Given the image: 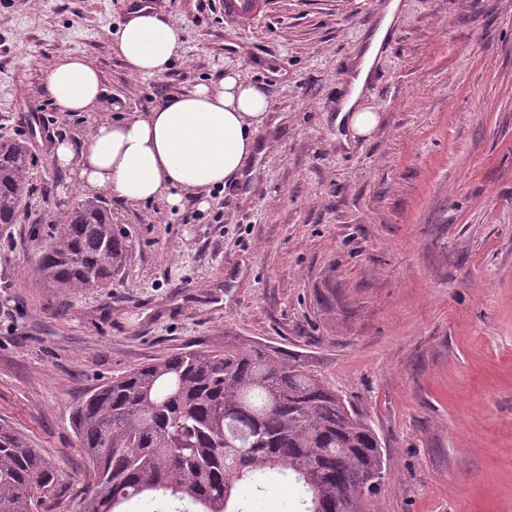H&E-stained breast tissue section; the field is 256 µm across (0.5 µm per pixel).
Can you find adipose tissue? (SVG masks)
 <instances>
[{"label":"adipose tissue","instance_id":"1","mask_svg":"<svg viewBox=\"0 0 512 512\" xmlns=\"http://www.w3.org/2000/svg\"><path fill=\"white\" fill-rule=\"evenodd\" d=\"M399 8L400 0H390L336 95V121L353 136H369L378 125L377 114L363 104V92ZM114 43L132 74L160 77L178 56L182 31L161 6L133 5ZM47 90L63 111L83 113L98 110L105 93L98 70L71 55L50 70ZM270 107L260 87L232 70L150 111L97 120L81 143L53 145L51 158L74 176L83 194L123 203L162 202L173 210L194 198L204 209L213 190L257 181L247 161L271 140Z\"/></svg>","mask_w":512,"mask_h":512}]
</instances>
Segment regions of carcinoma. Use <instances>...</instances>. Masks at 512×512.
<instances>
[{
  "instance_id": "carcinoma-1",
  "label": "carcinoma",
  "mask_w": 512,
  "mask_h": 512,
  "mask_svg": "<svg viewBox=\"0 0 512 512\" xmlns=\"http://www.w3.org/2000/svg\"><path fill=\"white\" fill-rule=\"evenodd\" d=\"M255 0L226 8L244 23ZM26 142L0 137V224H17L30 195ZM106 203L73 208L39 260L62 295L108 288L128 254ZM72 425L90 482L80 512H127L170 497L200 512H242L241 481L300 484L303 512H372L388 480L380 439L342 395L284 350L259 342L185 349L135 367L76 406ZM60 470L0 424V512H37Z\"/></svg>"
}]
</instances>
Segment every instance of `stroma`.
<instances>
[{
	"label": "stroma",
	"instance_id": "obj_1",
	"mask_svg": "<svg viewBox=\"0 0 512 512\" xmlns=\"http://www.w3.org/2000/svg\"><path fill=\"white\" fill-rule=\"evenodd\" d=\"M382 2L264 0L238 24L224 0H162L183 53L142 78L114 44L129 0H0V136L32 156L26 213L0 226V424L63 473L40 512L87 493L70 416L88 393L228 338L302 359L367 418L389 472L378 512H512V0H403L366 95L379 124L345 144L336 88ZM67 55L124 117L237 70L280 123L249 203L109 201L126 262L65 298L38 260L51 216L84 200L49 157L92 123L46 90ZM37 113L51 123L29 130ZM238 500L301 512L290 481L241 482Z\"/></svg>",
	"mask_w": 512,
	"mask_h": 512
}]
</instances>
